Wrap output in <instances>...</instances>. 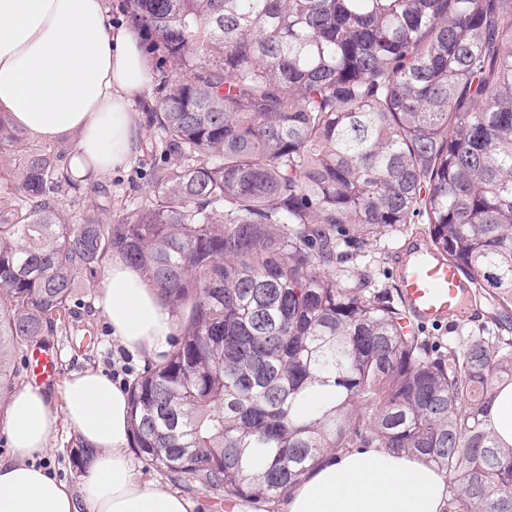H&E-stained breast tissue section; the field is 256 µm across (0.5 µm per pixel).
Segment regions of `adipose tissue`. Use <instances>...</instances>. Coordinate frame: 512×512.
Segmentation results:
<instances>
[{"mask_svg":"<svg viewBox=\"0 0 512 512\" xmlns=\"http://www.w3.org/2000/svg\"><path fill=\"white\" fill-rule=\"evenodd\" d=\"M151 68L138 36L113 27L108 0H0V109L12 124L53 141L77 135L69 168L78 180L125 166L142 128L135 101ZM96 306L112 337L142 362L171 351V308L140 272L113 256ZM96 452L78 488L39 465L59 423ZM0 458V512H196L160 480H143L130 452L127 387L94 370L66 383L63 416L47 392L25 385L10 398ZM447 481L437 468L383 448L326 454L281 504L282 512H443Z\"/></svg>","mask_w":512,"mask_h":512,"instance_id":"adipose-tissue-1","label":"adipose tissue"}]
</instances>
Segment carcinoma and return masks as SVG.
<instances>
[{
	"instance_id": "1",
	"label": "carcinoma",
	"mask_w": 512,
	"mask_h": 512,
	"mask_svg": "<svg viewBox=\"0 0 512 512\" xmlns=\"http://www.w3.org/2000/svg\"><path fill=\"white\" fill-rule=\"evenodd\" d=\"M157 57L146 200L74 208L63 155L0 113V399L113 255L178 318L129 389L137 452L177 488L274 504L328 452L446 478L444 512H512V0H127ZM497 301L444 346L344 266L414 218ZM321 392L312 413L307 398ZM73 465L95 453L75 443ZM492 417L500 437L512 444V389L501 394L494 405Z\"/></svg>"
}]
</instances>
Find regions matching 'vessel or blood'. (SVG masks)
Segmentation results:
<instances>
[{"label":"vessel or blood","mask_w":512,"mask_h":512,"mask_svg":"<svg viewBox=\"0 0 512 512\" xmlns=\"http://www.w3.org/2000/svg\"><path fill=\"white\" fill-rule=\"evenodd\" d=\"M399 297L408 322L439 325L463 318L475 296L470 281L431 247L423 234H414L395 258Z\"/></svg>","instance_id":"1"}]
</instances>
